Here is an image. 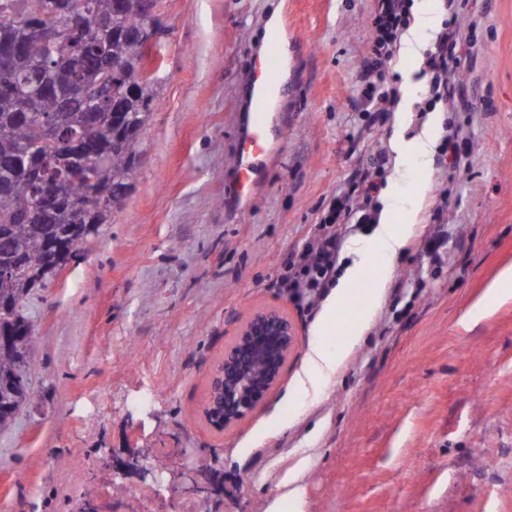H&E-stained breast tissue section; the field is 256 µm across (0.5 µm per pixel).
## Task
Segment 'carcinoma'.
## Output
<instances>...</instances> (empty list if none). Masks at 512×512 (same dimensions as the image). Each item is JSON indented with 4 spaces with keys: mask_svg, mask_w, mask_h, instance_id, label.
Returning <instances> with one entry per match:
<instances>
[{
    "mask_svg": "<svg viewBox=\"0 0 512 512\" xmlns=\"http://www.w3.org/2000/svg\"><path fill=\"white\" fill-rule=\"evenodd\" d=\"M151 0H0V399L19 411L32 400L30 361L36 340L22 310L44 284L109 223L131 186L140 133L156 97L144 76L141 35L160 27ZM62 24L69 41L49 50L39 29ZM100 100L90 121L84 99ZM93 154L88 169L80 160ZM42 191L56 196V218L36 207Z\"/></svg>",
    "mask_w": 512,
    "mask_h": 512,
    "instance_id": "cac0c4a2",
    "label": "carcinoma"
}]
</instances>
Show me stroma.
I'll return each mask as SVG.
<instances>
[{"instance_id": "35a3bbf8", "label": "stroma", "mask_w": 512, "mask_h": 512, "mask_svg": "<svg viewBox=\"0 0 512 512\" xmlns=\"http://www.w3.org/2000/svg\"><path fill=\"white\" fill-rule=\"evenodd\" d=\"M441 0L457 21L459 82L472 102L435 103L459 133L469 171L435 150L399 153L425 124L421 59L395 56L384 88L417 84L415 106L381 124L355 97L374 0H159L167 34L158 97L122 209L24 310L37 338L32 401L0 430L8 512H512V297L466 313L512 267V0ZM287 16L282 133L248 204L230 197L243 89L267 21ZM394 197H418L412 237L448 231L440 265L412 246L396 257L400 297L354 291L334 331L317 329L280 288L336 190L378 153ZM430 189L417 196L421 175ZM370 322L323 396L297 388L312 345L335 347L351 314ZM274 309L297 345L266 399L216 431L203 406L212 367L239 326ZM140 456L141 472L113 473ZM224 475L205 498L201 473Z\"/></svg>"}]
</instances>
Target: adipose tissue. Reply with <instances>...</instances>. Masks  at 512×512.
<instances>
[{
    "mask_svg": "<svg viewBox=\"0 0 512 512\" xmlns=\"http://www.w3.org/2000/svg\"><path fill=\"white\" fill-rule=\"evenodd\" d=\"M413 209L401 210L395 204H387L379 224L374 230L375 249L356 245L350 249V262L346 265L338 285L325 303L320 319L322 330H329L336 323L337 317L350 300L355 284L368 281L371 294H378L385 288L392 273L393 260L402 249L409 232L408 223L413 219ZM369 322L368 315H360L354 323L349 336L342 348L332 350L324 346H316L308 353L311 371L300 382L305 393H318L324 381L336 371V367L346 349L352 348L362 336Z\"/></svg>",
    "mask_w": 512,
    "mask_h": 512,
    "instance_id": "obj_1",
    "label": "adipose tissue"
}]
</instances>
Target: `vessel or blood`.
<instances>
[{
    "label": "vessel or blood",
    "instance_id": "b4317fda",
    "mask_svg": "<svg viewBox=\"0 0 512 512\" xmlns=\"http://www.w3.org/2000/svg\"><path fill=\"white\" fill-rule=\"evenodd\" d=\"M285 35L272 34L255 54L245 90L246 129L239 146L238 177L233 187L237 198L253 195L252 178L257 158L270 147L277 121V104L285 89Z\"/></svg>",
    "mask_w": 512,
    "mask_h": 512
}]
</instances>
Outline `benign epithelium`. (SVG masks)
<instances>
[{"instance_id": "benign-epithelium-1", "label": "benign epithelium", "mask_w": 512, "mask_h": 512, "mask_svg": "<svg viewBox=\"0 0 512 512\" xmlns=\"http://www.w3.org/2000/svg\"><path fill=\"white\" fill-rule=\"evenodd\" d=\"M296 342L287 317L271 309L255 312L212 368L203 410L207 423L222 431L254 409L279 381Z\"/></svg>"}]
</instances>
